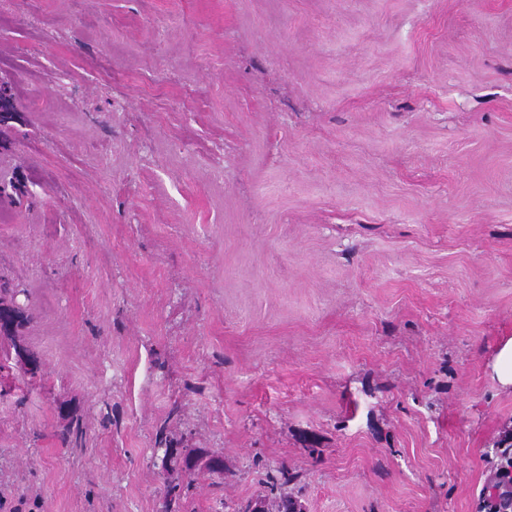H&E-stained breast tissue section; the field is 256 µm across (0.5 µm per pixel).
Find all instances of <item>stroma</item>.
Masks as SVG:
<instances>
[{
    "mask_svg": "<svg viewBox=\"0 0 512 512\" xmlns=\"http://www.w3.org/2000/svg\"><path fill=\"white\" fill-rule=\"evenodd\" d=\"M0 512H159V436L304 512H477L512 425V0H0ZM88 425L59 447L62 410ZM21 292L25 293V290H17L6 281L0 282V317L5 316L10 320L11 324L9 329L0 334V371L12 369L13 364L21 381L24 384H29V382H33L41 377L42 366L36 357L37 355L21 343L20 337L17 334L22 324L31 321L34 317L33 312H29L26 309L18 311L13 308V298ZM19 350H24L37 362L36 371L30 375L12 363ZM492 378L503 390H512V337L502 341L490 363ZM266 476V484L271 494H274V491H278V494H275L274 497L264 496L265 512H292L289 509L297 500L291 493L285 491V487L295 481L297 476L290 473L285 467L270 469Z\"/></svg>",
    "mask_w": 512,
    "mask_h": 512,
    "instance_id": "35a3bbf8",
    "label": "stroma"
}]
</instances>
